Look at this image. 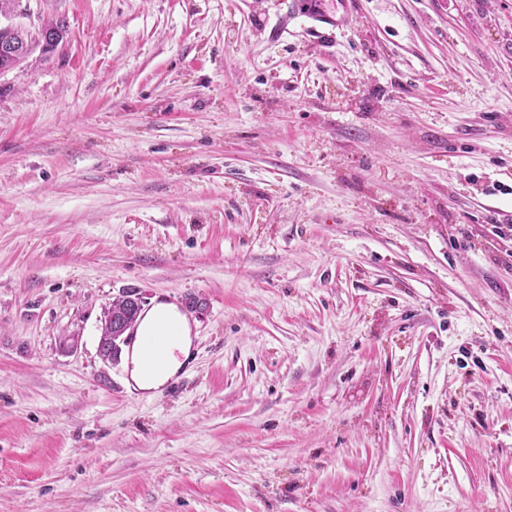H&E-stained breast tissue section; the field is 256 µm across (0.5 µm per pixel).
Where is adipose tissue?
Returning a JSON list of instances; mask_svg holds the SVG:
<instances>
[{"instance_id": "1", "label": "adipose tissue", "mask_w": 512, "mask_h": 512, "mask_svg": "<svg viewBox=\"0 0 512 512\" xmlns=\"http://www.w3.org/2000/svg\"><path fill=\"white\" fill-rule=\"evenodd\" d=\"M171 329L168 359L163 368L147 370L140 353L131 357L130 379L135 388L143 392H153L165 385L182 367L191 350L192 339L184 317L170 303L160 301L146 311L141 323V332L152 334L163 329Z\"/></svg>"}]
</instances>
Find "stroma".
<instances>
[{
    "mask_svg": "<svg viewBox=\"0 0 512 512\" xmlns=\"http://www.w3.org/2000/svg\"><path fill=\"white\" fill-rule=\"evenodd\" d=\"M0 512H512V0H16ZM191 313L175 389L98 353ZM77 352H66L70 337ZM342 13L336 18L328 15L321 8L320 0H291L289 8L293 13L302 14L311 20L332 28H341L354 18L357 13V0H338ZM26 32L27 37L24 46L11 40L0 42V57L8 60V64L4 67H1L3 64L0 61V75L21 69L35 47L40 46L41 49L50 51L58 45L56 29L47 28L43 25L34 35L28 31ZM102 325L109 328L111 332L110 338L112 343L118 345L125 339L127 330L130 326L127 316L122 314L112 315L111 305L106 309L104 313V319Z\"/></svg>",
    "mask_w": 512,
    "mask_h": 512,
    "instance_id": "1",
    "label": "stroma"
}]
</instances>
